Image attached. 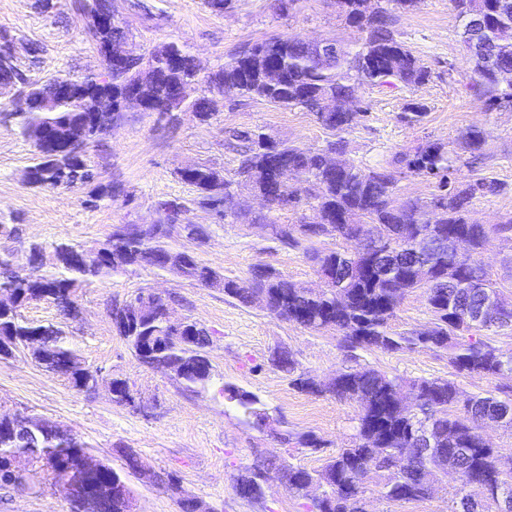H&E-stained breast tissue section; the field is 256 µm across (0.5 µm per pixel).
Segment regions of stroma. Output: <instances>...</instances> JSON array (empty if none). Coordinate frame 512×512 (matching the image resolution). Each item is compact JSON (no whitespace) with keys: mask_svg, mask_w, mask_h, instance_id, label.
Listing matches in <instances>:
<instances>
[{"mask_svg":"<svg viewBox=\"0 0 512 512\" xmlns=\"http://www.w3.org/2000/svg\"><path fill=\"white\" fill-rule=\"evenodd\" d=\"M131 0H112L130 29V45L139 54L174 42L195 53L204 71L223 64L230 54L274 35L297 33L308 39L334 37L354 42L358 33L343 16L338 0H297L280 12L278 0H234L217 14L205 0H145L150 15L129 8ZM396 37L429 67L427 82L412 89L364 86L358 91L363 111L351 127L335 133L297 108L283 109L261 99L227 97L199 81L194 96L213 100L209 123L191 113L165 119L154 112L128 111L101 146L88 149V158L102 184H117L123 196L96 209L86 208V189L33 186L24 174L34 162L33 147L11 126L0 121V224H17L20 239L0 236V247L30 242L50 243L67 238L92 246L122 224H150L155 204L168 197L191 198L194 190L178 176L181 167L207 163L233 175L234 153L224 147L231 129L261 128L278 140L303 148H318L343 139L346 162L364 167L387 166L397 173V195L428 200L437 192L435 180L407 170L402 154L427 142L454 146L470 126L485 134L484 156L460 163L458 178L496 181L497 194L476 197L470 220L499 224L512 216V107L492 109L467 86L473 62L462 43L461 28L451 0H416L414 7L397 10ZM10 43L18 67L33 80L59 74L82 76L99 71L101 57L88 34V21L74 0H0V44ZM426 115L415 125L400 115L413 105ZM233 223H215L200 210L193 223L207 224L206 242L188 244L174 237L176 247H192L198 259L227 280L247 284L256 264L269 265L305 288L321 287L315 267L300 251L284 249L254 224L259 206L253 198L235 200ZM488 278L512 301V245L491 240L480 255ZM157 290L174 301L177 316L190 318L211 333L207 349L213 379L191 392L167 374L141 364L112 327L110 308L140 291ZM82 319L61 317L46 301L26 305L22 314L32 321L59 323L76 350L81 367L100 369L123 379L131 390L153 403L150 413L113 402L107 387L80 390L65 377L44 371L27 349L0 358V409L41 416L59 423L86 442L96 458L123 471L126 450L137 453L141 468L127 476L137 512H180L179 502L192 498L210 512H310V496L291 493L278 473H271L263 499L248 501L234 490L240 471L257 458L275 457L286 464L321 469L348 447L355 433L359 409L355 403L317 396L292 386L287 373L272 359L288 350L299 372L323 382L339 371L373 367L405 379H455L470 394H483L496 385H512V377L496 379L454 374L446 351L419 349L404 352L342 349L332 330H310L269 316L258 305H245L170 273L149 268L114 276L108 283H92L79 291ZM435 317L424 289L408 292L391 321L397 333L422 331ZM231 385L256 396L272 426H253L240 408L224 396ZM312 433L322 448L310 450L280 442L278 435ZM172 476L175 489L157 484ZM386 473L366 478L364 498L369 512H451L458 481L440 476L431 496L423 501L390 502L381 494ZM30 490L10 492L0 512H69L58 483L39 469L29 475Z\"/></svg>","mask_w":512,"mask_h":512,"instance_id":"obj_1","label":"stroma"}]
</instances>
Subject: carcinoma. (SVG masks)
<instances>
[{
    "instance_id": "1",
    "label": "carcinoma",
    "mask_w": 512,
    "mask_h": 512,
    "mask_svg": "<svg viewBox=\"0 0 512 512\" xmlns=\"http://www.w3.org/2000/svg\"><path fill=\"white\" fill-rule=\"evenodd\" d=\"M461 21L470 18L482 24L464 42L465 49L476 45L482 49V61L474 62L471 87L485 97L491 108L512 106V83L498 77L500 72L512 74V0H451ZM346 22L362 33L360 42L349 47L340 45L336 55L320 58L316 48L297 34L265 39L251 46L262 53L256 59L240 50L207 76V82L218 91L240 98H260L282 107H300L315 115L317 121L332 131L348 129L354 118L347 112H327L324 102L330 98L345 100L357 93L361 85L398 84L411 88L430 77L429 67L398 41L394 33L397 9H407L415 0H339ZM129 29L121 19L93 38L98 51L119 45L127 39ZM183 53L182 68L168 71L166 61L154 54L147 59L153 69L152 78L141 81L140 67L128 66L113 74L112 82L100 90L117 100L126 86L142 83V92L159 111L167 109L171 87L177 83L192 85L200 73L191 52ZM278 72L274 85L266 82L268 68ZM17 80L25 92L24 106L11 109L7 117L22 134L34 126L61 128L69 125L86 127L87 144L104 141L103 127L119 123L124 113L82 112L77 98L63 99L53 112L41 106L62 80L77 87L96 85L97 76L89 73L79 78L70 75L52 77L44 82L28 79L15 63L0 59V80ZM226 149L239 157L235 177L226 178L209 164L178 172L179 178L192 186L195 196L190 201L174 197L161 199L155 207L158 223L179 226L182 237L201 242L209 228L194 224L188 213L194 209L211 211L218 208L224 196L233 190L269 197L271 205L254 217V223L271 227V237L285 248L303 251L317 266V271L332 270L336 281L315 291L298 286L272 267L257 264L251 270L249 283L242 286L234 280L224 282V295L243 304L266 294L271 299L267 313L311 330H334L340 334L341 347L386 352L413 351L418 348L448 351L453 371L496 377L508 371L509 360L484 340L464 338L470 331L495 332L512 327L508 319L488 325L471 323L487 292L495 291L490 279L478 264V256L493 238L512 243V217L502 224H477L468 221V207L478 195L495 194L498 183L450 178L461 155L479 156L484 150L483 131L470 127L457 139L454 148L427 143L414 153L405 155L408 170L438 182L439 193L427 201L401 200L397 196L395 172L385 168H368L343 162L327 163L328 155L341 154L344 141H329L318 149L302 148L272 137L262 129L228 131ZM36 164L30 168L34 186L47 188H90L86 205L97 208L122 193L118 185L96 183L98 173L88 164L87 155L70 156L34 147ZM308 207L317 220L299 224H280L274 213L285 209ZM419 234L434 239L430 253L415 252L408 237ZM469 237L470 250L456 251L453 236ZM338 236L356 239L354 251L323 252L313 246L321 237ZM171 236L161 232L143 236L132 224L116 227L112 234L87 250L66 239L49 245H29L25 261L32 269L27 280H17L12 269L18 257L9 248L0 249V290L14 294L20 305L39 299L50 301L62 312L79 308L76 293L94 281L112 279L137 267L176 271L177 275L208 287L217 272L201 263L188 249L177 251L169 243ZM381 252L396 266V274L364 270L366 256ZM477 275L481 288H459L455 279ZM426 288L428 305L435 316L434 326L424 331L394 335L390 320L406 291ZM149 293L140 291L112 305L113 326L135 353L139 361L154 370L176 364L181 367L178 382L187 390L204 388L207 377L195 369L210 343L208 330L195 324L190 343L169 337L157 310L143 306ZM11 336L19 348L30 336H38L50 359L44 366L77 358L72 346L62 340L63 331L53 324L27 321L18 310L0 313V337ZM273 365L291 376V384L305 392H313L296 373V361L290 352L281 350ZM228 399L237 402L253 424L267 418L257 407L259 400L234 386L224 387ZM324 393L359 406L356 434L352 445L342 448L321 469L309 471L262 458L246 468L235 479L239 497L259 500L260 494L245 493L258 482V476L270 470L281 472L289 491L300 494L311 481L326 485L323 497L311 503V512H360L363 479L370 470L388 471L390 477L382 487V495L393 502L420 501L432 492L423 467L437 468L441 463L457 472L459 487L456 500L468 499L471 512H491L496 503L495 484L512 476L504 473L505 462L499 452L482 444L479 429L485 419L512 412V387L495 394L471 395L461 390L452 379H420L406 382L368 367L349 368L338 373L336 381ZM44 420L34 419L32 434L11 433L0 428V473L9 455L28 453L60 479L65 468L90 453L89 446L69 430L60 434H43ZM433 428L436 442L426 448L415 439L416 429Z\"/></svg>"
}]
</instances>
